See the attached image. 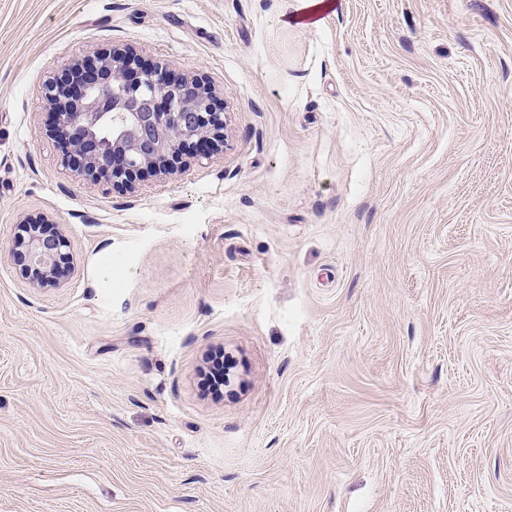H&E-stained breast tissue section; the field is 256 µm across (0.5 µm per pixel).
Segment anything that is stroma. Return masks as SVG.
<instances>
[{
  "label": "stroma",
  "instance_id": "35a3bbf8",
  "mask_svg": "<svg viewBox=\"0 0 512 512\" xmlns=\"http://www.w3.org/2000/svg\"><path fill=\"white\" fill-rule=\"evenodd\" d=\"M303 9L0 0V512H512V0ZM126 46L225 121L129 189L44 97ZM48 222L44 217H25L14 246L27 262L26 274L33 284L59 288L67 240L61 232L44 234L43 225Z\"/></svg>",
  "mask_w": 512,
  "mask_h": 512
}]
</instances>
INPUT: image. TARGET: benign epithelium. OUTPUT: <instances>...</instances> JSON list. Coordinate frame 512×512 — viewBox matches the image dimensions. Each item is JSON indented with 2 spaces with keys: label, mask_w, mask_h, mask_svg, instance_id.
Instances as JSON below:
<instances>
[{
  "label": "benign epithelium",
  "mask_w": 512,
  "mask_h": 512,
  "mask_svg": "<svg viewBox=\"0 0 512 512\" xmlns=\"http://www.w3.org/2000/svg\"><path fill=\"white\" fill-rule=\"evenodd\" d=\"M98 65L106 78L77 66L72 79L45 87L69 157L86 177L126 186L143 169H173L187 149L204 153L224 142V113L205 84L174 78L163 66L145 70L130 47L104 54ZM46 223L24 218L15 250L32 283L58 288L67 240L44 234Z\"/></svg>",
  "instance_id": "benign-epithelium-1"
}]
</instances>
